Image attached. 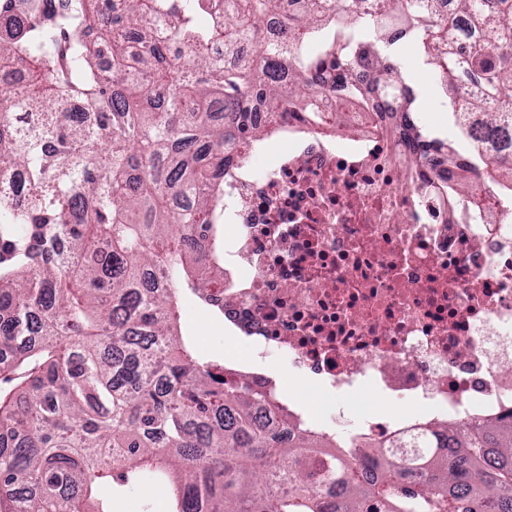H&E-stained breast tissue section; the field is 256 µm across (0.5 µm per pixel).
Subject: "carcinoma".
Returning a JSON list of instances; mask_svg holds the SVG:
<instances>
[{
  "mask_svg": "<svg viewBox=\"0 0 512 512\" xmlns=\"http://www.w3.org/2000/svg\"><path fill=\"white\" fill-rule=\"evenodd\" d=\"M29 0L0 10V512H112L159 478L171 512H512V418L435 423L385 448L283 440L278 407L182 335V298L224 279L229 147L277 109L313 112L327 68L385 59L365 99L402 101L420 155L458 170L448 214L512 172V0H459L464 51L436 0ZM298 31L262 37L270 17ZM434 71L458 137L429 132L410 68ZM24 71L15 87L13 66ZM478 71L472 92L461 69ZM272 108L252 123L254 105Z\"/></svg>",
  "mask_w": 512,
  "mask_h": 512,
  "instance_id": "carcinoma-1",
  "label": "carcinoma"
}]
</instances>
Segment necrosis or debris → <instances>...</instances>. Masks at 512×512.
Instances as JSON below:
<instances>
[{"label":"necrosis or debris","instance_id":"4bbe7bcc","mask_svg":"<svg viewBox=\"0 0 512 512\" xmlns=\"http://www.w3.org/2000/svg\"><path fill=\"white\" fill-rule=\"evenodd\" d=\"M325 124L279 120L286 147L265 168L256 147L231 153L224 178V328L254 348L251 384L288 413L292 435L330 436L339 395L431 405L434 421L512 415V214L460 212L434 184L442 154L408 166L411 147L387 106L319 96ZM275 350L327 399L316 422L285 403L257 359Z\"/></svg>","mask_w":512,"mask_h":512}]
</instances>
